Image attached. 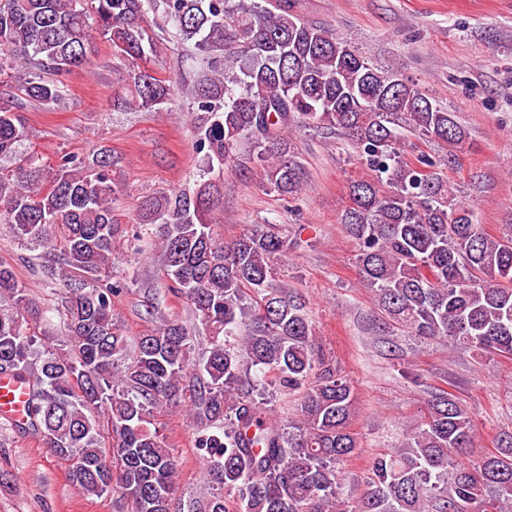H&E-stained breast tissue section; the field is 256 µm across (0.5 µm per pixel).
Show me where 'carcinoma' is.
<instances>
[{"label":"carcinoma","instance_id":"carcinoma-1","mask_svg":"<svg viewBox=\"0 0 512 512\" xmlns=\"http://www.w3.org/2000/svg\"><path fill=\"white\" fill-rule=\"evenodd\" d=\"M292 0H0V77L20 67L25 95L61 100V77L91 61L92 31L111 42L129 95L116 108L160 112L174 86L138 61L166 36L190 44L207 66L191 90L193 147L205 169H224L245 136L262 185L296 197L302 166L276 132L308 127L350 143L366 176L348 184L339 216L355 263L380 312L377 331L446 338L454 348L512 356V224L492 236L457 200L442 168L469 139L456 115L413 82L375 67L359 49L300 19ZM163 24L152 35L149 17ZM441 155L405 158L404 133ZM24 127L0 96V159L12 157ZM112 149L64 154L56 164L31 154L0 168V224L44 249L49 279L66 288L67 335L53 347L24 325L30 300L0 264V374L30 386L20 433L41 438L68 462L86 496L115 492L131 512H173L176 459L156 413L188 403L201 425L195 447L215 489L203 512H512V432L475 462L460 459L476 430L447 393L402 445L373 461L355 505L341 500L339 465L356 453V400L313 342L305 301L277 283L274 260L288 250L276 224H251L234 241L211 229L216 185L209 181L145 198L144 234L160 249L168 287L207 331L165 320L134 339L112 310L118 225ZM298 391L300 417L284 425L256 398L258 375ZM111 447H102V427Z\"/></svg>","mask_w":512,"mask_h":512}]
</instances>
